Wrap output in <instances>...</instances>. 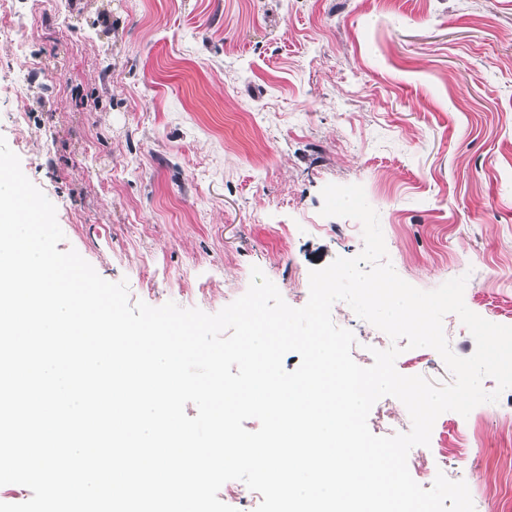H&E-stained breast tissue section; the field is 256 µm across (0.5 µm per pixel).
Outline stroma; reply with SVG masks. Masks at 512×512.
<instances>
[{"label": "stroma", "mask_w": 512, "mask_h": 512, "mask_svg": "<svg viewBox=\"0 0 512 512\" xmlns=\"http://www.w3.org/2000/svg\"><path fill=\"white\" fill-rule=\"evenodd\" d=\"M0 136L65 239L131 302L214 314L259 267L303 307L363 248L322 188L358 184L389 259L512 326V0H9ZM399 373L449 383L440 355ZM425 466L512 512V426L448 411Z\"/></svg>", "instance_id": "35a3bbf8"}]
</instances>
